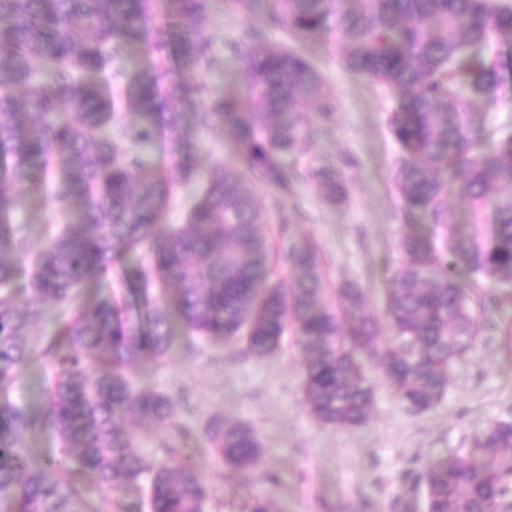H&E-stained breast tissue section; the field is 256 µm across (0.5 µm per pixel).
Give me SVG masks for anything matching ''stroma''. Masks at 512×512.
<instances>
[{
    "mask_svg": "<svg viewBox=\"0 0 512 512\" xmlns=\"http://www.w3.org/2000/svg\"><path fill=\"white\" fill-rule=\"evenodd\" d=\"M204 28L214 35V52L224 58L223 68L205 74L214 92L238 87L240 59L229 45L251 30L270 44L303 53L323 79L336 112L325 122L308 109L314 134L291 157L286 188L255 184L267 214L261 230L277 251L314 243L329 287L354 284L373 309L383 311L381 271L405 262L402 237L416 233L433 245L441 243L440 229L407 212L396 190L400 153L388 128L391 93L346 68L331 34L301 37L272 25L265 12L229 6L214 11ZM322 159L336 164L347 185L346 203H327L307 178L308 167ZM37 193L41 205L27 203L8 215L9 222L25 225L34 246L63 221L49 202L51 182H42ZM283 211L290 218L285 229L279 224ZM468 287L476 344L453 366L445 398L414 413L380 382L367 422L353 428L322 424L308 412L291 343L253 358L243 355L241 345L204 342L175 326L169 353L143 360L132 372L140 385L175 398L176 426H136L137 451L161 457V444L174 430L186 433L187 452L212 487L206 512H245L254 497L268 498L273 512H425L419 475L426 465L466 455L488 424L512 418V290L485 280L469 281ZM212 418L257 432L261 461L256 468L238 471L214 458L203 433Z\"/></svg>",
    "mask_w": 512,
    "mask_h": 512,
    "instance_id": "35a3bbf8",
    "label": "stroma"
}]
</instances>
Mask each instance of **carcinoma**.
Instances as JSON below:
<instances>
[{"instance_id": "cac0c4a2", "label": "carcinoma", "mask_w": 512, "mask_h": 512, "mask_svg": "<svg viewBox=\"0 0 512 512\" xmlns=\"http://www.w3.org/2000/svg\"><path fill=\"white\" fill-rule=\"evenodd\" d=\"M217 0H0V389L41 363L39 414L0 400V506L4 512H98L93 488L117 512H204L210 490L196 465L133 451L126 422L165 427L171 397L138 388L130 369L162 358L172 320L207 339L244 343L262 357L287 337L300 357L310 414L336 427L363 424L375 365L396 400L420 412L448 391L449 369L474 347L476 318L458 275L512 286V134L497 136L486 106L504 86L501 46L512 39V4L494 0H231L267 6L270 23L304 36L338 37L345 64L395 96L389 132L401 158L399 194L411 210L448 228L441 250L402 239L406 262L385 272L383 316L358 288H327L321 260L303 245L270 255L264 210L247 180L222 162L197 168L200 133L234 132L255 181L287 188L286 158L312 134L301 109L335 103L299 52L253 31L236 90L210 91L203 73L223 65L198 30ZM145 63L128 71L130 54ZM158 144L164 164L146 159ZM329 203L346 198L333 163L311 168ZM52 181L65 222L31 252L6 214L38 180ZM199 184L185 223H165L168 202ZM470 205L468 231L454 223L448 192ZM29 296L13 292L18 276ZM138 287L145 313L128 315L112 293L87 302L85 286ZM69 309L51 336L40 327ZM58 436L41 464L23 435L36 424ZM207 447L237 470L261 458L256 432L211 419ZM512 421L491 423L467 455L431 462L422 474L426 512H498L512 492ZM147 483L146 501L125 497Z\"/></svg>"}]
</instances>
